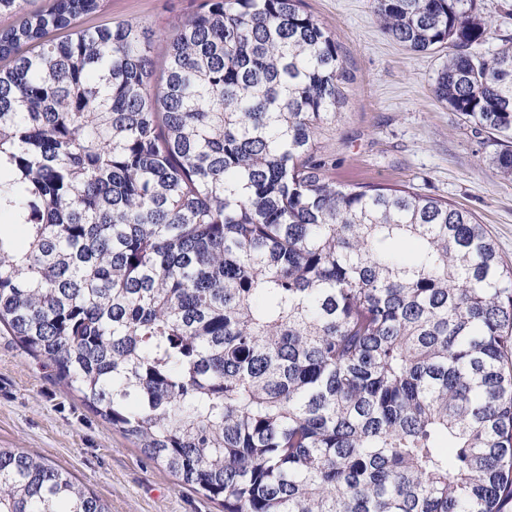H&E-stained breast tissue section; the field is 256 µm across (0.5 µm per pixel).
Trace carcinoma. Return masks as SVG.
Wrapping results in <instances>:
<instances>
[{
  "label": "carcinoma",
  "mask_w": 512,
  "mask_h": 512,
  "mask_svg": "<svg viewBox=\"0 0 512 512\" xmlns=\"http://www.w3.org/2000/svg\"><path fill=\"white\" fill-rule=\"evenodd\" d=\"M0 0V325L224 512H512V267L473 213L336 180L347 74L302 0H198L156 59L99 0ZM512 177V40L371 0ZM417 244L413 259L399 246ZM0 512H110L0 448Z\"/></svg>",
  "instance_id": "cac0c4a2"
}]
</instances>
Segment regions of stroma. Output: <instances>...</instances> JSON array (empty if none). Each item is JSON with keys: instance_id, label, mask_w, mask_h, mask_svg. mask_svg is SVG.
I'll return each mask as SVG.
<instances>
[{"instance_id": "35a3bbf8", "label": "stroma", "mask_w": 512, "mask_h": 512, "mask_svg": "<svg viewBox=\"0 0 512 512\" xmlns=\"http://www.w3.org/2000/svg\"><path fill=\"white\" fill-rule=\"evenodd\" d=\"M335 34L351 79L342 116L322 147L336 177L412 187L472 212L512 265V181L489 160L485 137L432 94L445 51L416 53L382 32L370 0H303ZM194 0H100L84 20L109 26L144 21L162 51V34L190 14ZM0 447L49 459L111 512H224L185 487L86 407L46 358L25 351L0 328Z\"/></svg>"}]
</instances>
